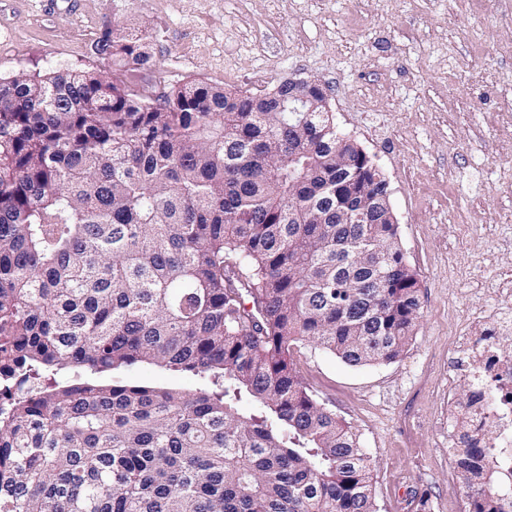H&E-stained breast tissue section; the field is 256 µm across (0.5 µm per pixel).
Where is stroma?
Listing matches in <instances>:
<instances>
[{"label": "stroma", "mask_w": 512, "mask_h": 512, "mask_svg": "<svg viewBox=\"0 0 512 512\" xmlns=\"http://www.w3.org/2000/svg\"><path fill=\"white\" fill-rule=\"evenodd\" d=\"M145 25L146 92L203 81L254 93L312 78L337 127L376 161L421 316L396 361L350 366L301 345L311 391L373 459L377 512H468L448 452L459 339L512 322V0H0V77L104 67L106 25ZM130 384L193 391L198 377L148 364Z\"/></svg>", "instance_id": "stroma-1"}]
</instances>
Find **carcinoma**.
<instances>
[{"mask_svg": "<svg viewBox=\"0 0 512 512\" xmlns=\"http://www.w3.org/2000/svg\"><path fill=\"white\" fill-rule=\"evenodd\" d=\"M153 39L108 25L96 51L145 70ZM279 96L0 77V512H377L370 454L294 351L397 360L418 279L378 164ZM143 362L205 385L126 383ZM491 439L450 449L469 512L512 502Z\"/></svg>", "mask_w": 512, "mask_h": 512, "instance_id": "obj_1", "label": "carcinoma"}]
</instances>
